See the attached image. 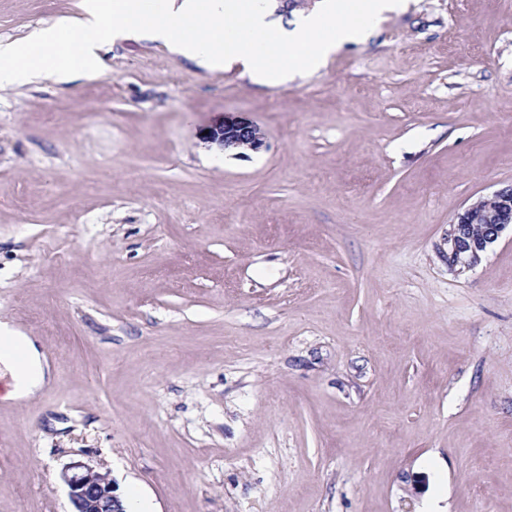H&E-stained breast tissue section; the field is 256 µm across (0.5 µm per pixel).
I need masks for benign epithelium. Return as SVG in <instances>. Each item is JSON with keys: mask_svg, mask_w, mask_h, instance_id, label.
<instances>
[{"mask_svg": "<svg viewBox=\"0 0 512 512\" xmlns=\"http://www.w3.org/2000/svg\"><path fill=\"white\" fill-rule=\"evenodd\" d=\"M202 139L223 151L234 149L257 150L262 146L260 129L245 121H226L208 128ZM487 206L474 203L455 216L448 233V264L452 267L475 266L488 247L502 232L512 226V185L485 196ZM484 219L482 238L475 240L468 232V225ZM61 479L68 490L73 512H129L117 493V483L109 469L82 461L64 467Z\"/></svg>", "mask_w": 512, "mask_h": 512, "instance_id": "obj_1", "label": "benign epithelium"}]
</instances>
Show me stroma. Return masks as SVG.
<instances>
[{
	"mask_svg": "<svg viewBox=\"0 0 512 512\" xmlns=\"http://www.w3.org/2000/svg\"><path fill=\"white\" fill-rule=\"evenodd\" d=\"M79 0H0V39ZM0 89V512H71L74 460L151 512H512V0H409L279 86L163 45ZM228 120L263 145L200 139ZM487 206L480 208L481 201L458 212L448 233V264L451 267H474L488 247L494 244L502 232L512 227V185L493 191L483 197ZM485 219L483 234L482 225L476 221ZM471 235L468 232V225ZM0 364L12 378L8 397L16 400L28 399L40 391L49 375L36 343L7 322L0 323Z\"/></svg>",
	"mask_w": 512,
	"mask_h": 512,
	"instance_id": "obj_1",
	"label": "stroma"
}]
</instances>
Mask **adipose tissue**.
I'll list each match as a JSON object with an SVG mask.
<instances>
[{"instance_id":"adipose-tissue-1","label":"adipose tissue","mask_w":512,"mask_h":512,"mask_svg":"<svg viewBox=\"0 0 512 512\" xmlns=\"http://www.w3.org/2000/svg\"><path fill=\"white\" fill-rule=\"evenodd\" d=\"M402 6L403 0H320L284 23L274 19L268 0H79V16L0 39V88L98 73L104 47L131 37L172 47L210 70L238 64L254 82L283 84L319 70ZM0 367L12 378L9 396L16 400L40 391L49 375L36 343L5 322Z\"/></svg>"}]
</instances>
